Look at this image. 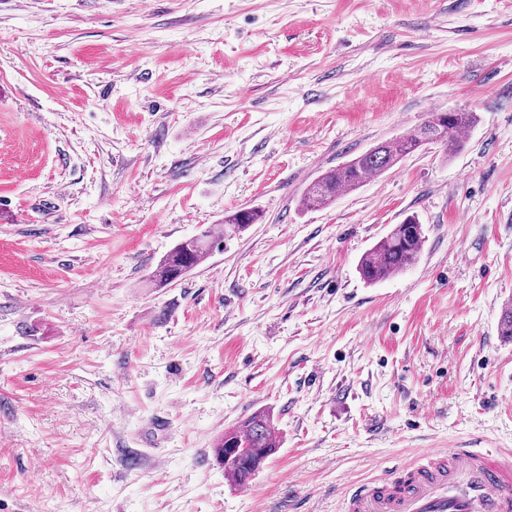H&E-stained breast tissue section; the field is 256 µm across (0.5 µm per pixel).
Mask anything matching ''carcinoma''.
<instances>
[{"mask_svg":"<svg viewBox=\"0 0 512 512\" xmlns=\"http://www.w3.org/2000/svg\"><path fill=\"white\" fill-rule=\"evenodd\" d=\"M475 122V113L461 111L455 113L454 121L445 126L433 112L412 133L379 143L347 164L322 174L307 187L301 205L305 209L324 208L342 193L357 190L370 178L394 167L404 156L426 146L437 145L447 152L453 151L460 146L459 133ZM259 219L260 215L255 210H239L225 216L224 224L239 231ZM423 242V227L417 216L406 217L361 257L360 275L367 282L376 283L399 274L414 263ZM221 243L222 239L209 231L179 243L158 262L151 273V281L156 287L164 288L179 280L220 248ZM278 447L279 441L269 416L259 412L224 432L214 448V456L224 467V475L242 486L251 480Z\"/></svg>","mask_w":512,"mask_h":512,"instance_id":"cac0c4a2","label":"carcinoma"}]
</instances>
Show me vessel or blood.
I'll use <instances>...</instances> for the list:
<instances>
[{"instance_id":"vessel-or-blood-1","label":"vessel or blood","mask_w":512,"mask_h":512,"mask_svg":"<svg viewBox=\"0 0 512 512\" xmlns=\"http://www.w3.org/2000/svg\"><path fill=\"white\" fill-rule=\"evenodd\" d=\"M340 512H512V454L427 451L387 477L347 485Z\"/></svg>"}]
</instances>
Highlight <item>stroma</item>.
<instances>
[{
  "mask_svg": "<svg viewBox=\"0 0 512 512\" xmlns=\"http://www.w3.org/2000/svg\"><path fill=\"white\" fill-rule=\"evenodd\" d=\"M452 109L457 152L301 209ZM411 213L415 263L364 282ZM508 302L512 0H0V512H338L425 449L512 450ZM257 411L244 494L213 450ZM224 242L220 237L205 231L197 237L187 239L174 247L164 256L151 273V281L157 288L179 280L191 269L199 265L214 250L219 249Z\"/></svg>",
  "mask_w": 512,
  "mask_h": 512,
  "instance_id": "1",
  "label": "stroma"
}]
</instances>
